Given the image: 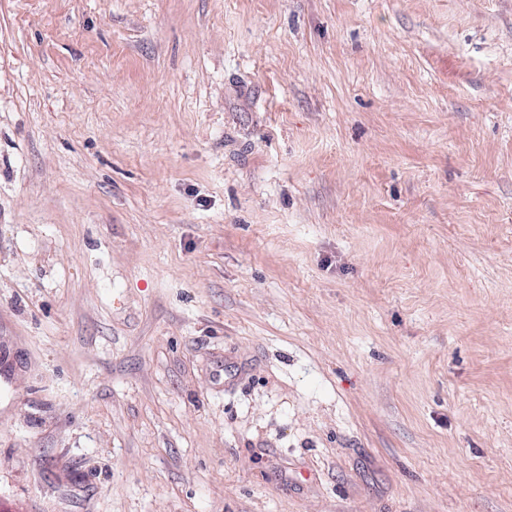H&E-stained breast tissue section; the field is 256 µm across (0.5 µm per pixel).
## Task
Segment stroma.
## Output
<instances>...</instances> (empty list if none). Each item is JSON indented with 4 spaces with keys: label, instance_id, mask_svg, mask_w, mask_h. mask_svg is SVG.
Masks as SVG:
<instances>
[{
    "label": "stroma",
    "instance_id": "1",
    "mask_svg": "<svg viewBox=\"0 0 512 512\" xmlns=\"http://www.w3.org/2000/svg\"><path fill=\"white\" fill-rule=\"evenodd\" d=\"M0 512H512V0H0Z\"/></svg>",
    "mask_w": 512,
    "mask_h": 512
}]
</instances>
